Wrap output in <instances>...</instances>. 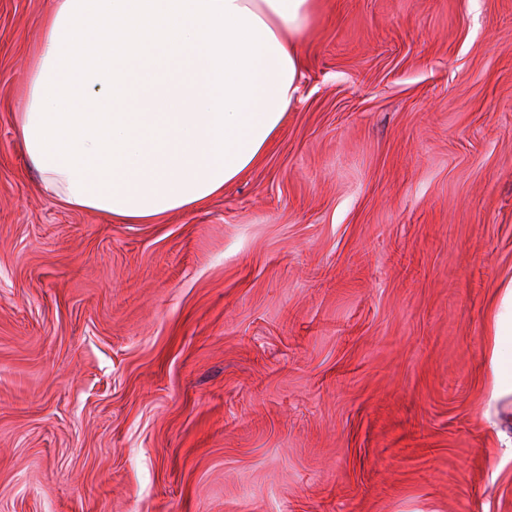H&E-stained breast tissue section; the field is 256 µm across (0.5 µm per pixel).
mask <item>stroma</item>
<instances>
[{
	"label": "stroma",
	"instance_id": "1",
	"mask_svg": "<svg viewBox=\"0 0 512 512\" xmlns=\"http://www.w3.org/2000/svg\"><path fill=\"white\" fill-rule=\"evenodd\" d=\"M49 5L0 0V512H512V0H321L266 153L161 224L43 194ZM494 329L485 345V362L490 374L485 416L497 417L498 403L512 395V284L504 288L493 315Z\"/></svg>",
	"mask_w": 512,
	"mask_h": 512
}]
</instances>
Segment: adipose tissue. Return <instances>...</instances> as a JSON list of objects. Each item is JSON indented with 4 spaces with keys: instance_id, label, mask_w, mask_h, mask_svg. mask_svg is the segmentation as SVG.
<instances>
[{
    "instance_id": "1",
    "label": "adipose tissue",
    "mask_w": 512,
    "mask_h": 512,
    "mask_svg": "<svg viewBox=\"0 0 512 512\" xmlns=\"http://www.w3.org/2000/svg\"><path fill=\"white\" fill-rule=\"evenodd\" d=\"M319 0H52L40 21L20 144L42 192L120 224H157L254 166L299 90L296 43ZM119 48L98 46L105 20ZM485 345L487 416L512 395V284Z\"/></svg>"
}]
</instances>
